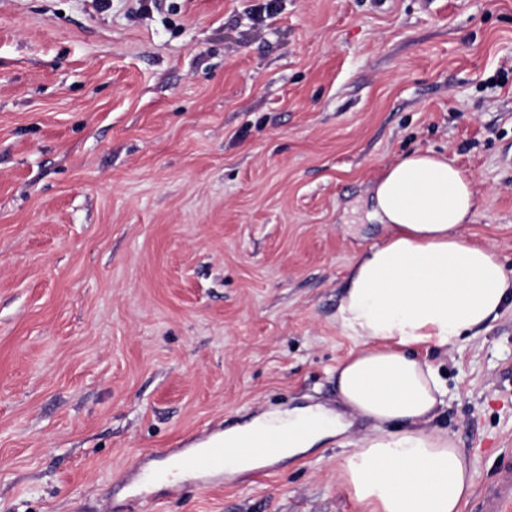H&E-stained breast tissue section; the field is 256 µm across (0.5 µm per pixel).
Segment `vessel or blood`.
I'll return each instance as SVG.
<instances>
[{"instance_id":"1","label":"vessel or blood","mask_w":512,"mask_h":512,"mask_svg":"<svg viewBox=\"0 0 512 512\" xmlns=\"http://www.w3.org/2000/svg\"><path fill=\"white\" fill-rule=\"evenodd\" d=\"M290 439L287 424L262 418L248 434L230 436L219 425L174 449L168 468L151 470L142 462L136 471L149 481L166 480L174 472L220 475L231 463L259 459L269 449L287 447ZM481 512H512V468L501 470L497 480L486 489Z\"/></svg>"}]
</instances>
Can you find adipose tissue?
Returning <instances> with one entry per match:
<instances>
[{"mask_svg": "<svg viewBox=\"0 0 512 512\" xmlns=\"http://www.w3.org/2000/svg\"><path fill=\"white\" fill-rule=\"evenodd\" d=\"M371 215L387 230L358 255L336 307L354 348L336 368L341 402L372 431L350 449L341 478L370 512H460L473 474L447 432L431 429L448 388L421 344L457 346L512 308V269L464 227L478 200L471 179L447 157L410 153L371 187ZM294 430L270 460L305 452L346 426L320 405L279 415Z\"/></svg>", "mask_w": 512, "mask_h": 512, "instance_id": "obj_1", "label": "adipose tissue"}]
</instances>
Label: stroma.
Returning a JSON list of instances; mask_svg holds the SVG:
<instances>
[{
    "label": "stroma",
    "mask_w": 512,
    "mask_h": 512,
    "mask_svg": "<svg viewBox=\"0 0 512 512\" xmlns=\"http://www.w3.org/2000/svg\"><path fill=\"white\" fill-rule=\"evenodd\" d=\"M0 0V512H140L125 478L226 418L344 408L368 189L432 150L512 266V0ZM426 355L474 489L512 459V311ZM335 440L150 512H368Z\"/></svg>",
    "instance_id": "35a3bbf8"
}]
</instances>
